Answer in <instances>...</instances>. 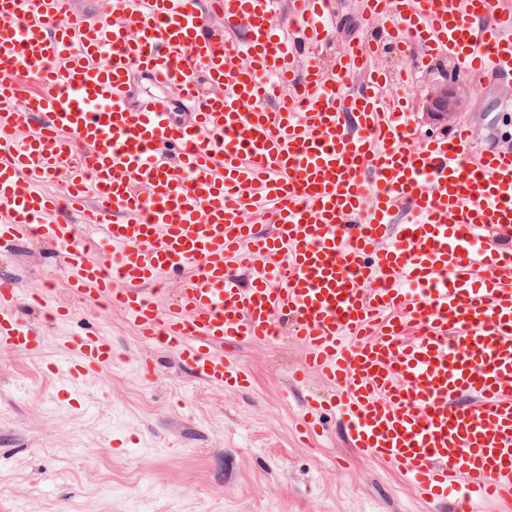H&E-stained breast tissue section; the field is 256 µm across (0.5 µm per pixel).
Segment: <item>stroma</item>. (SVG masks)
<instances>
[{"label": "stroma", "mask_w": 512, "mask_h": 512, "mask_svg": "<svg viewBox=\"0 0 512 512\" xmlns=\"http://www.w3.org/2000/svg\"><path fill=\"white\" fill-rule=\"evenodd\" d=\"M448 68L439 61L406 90L421 132L438 128L423 104ZM464 89L467 106L449 124L468 123L477 145L512 149V85L468 80ZM43 251L32 240L0 252V275L17 280L20 313L44 337L36 356L0 352V512H456L420 500L411 484L351 448L336 415H325L314 445L298 439L295 423L325 385L314 377L291 383L303 356L295 327L266 344L228 346L253 379L227 393L146 345L122 313L71 300L62 268ZM39 292L48 303H72L74 320L48 321L29 300ZM75 330L109 336L119 358L82 385L74 407L59 397L65 375L43 367L63 359L61 338ZM146 361L156 366L150 380ZM126 433L134 448L113 447Z\"/></svg>", "instance_id": "1"}]
</instances>
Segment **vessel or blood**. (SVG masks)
<instances>
[{
  "instance_id": "1",
  "label": "vessel or blood",
  "mask_w": 512,
  "mask_h": 512,
  "mask_svg": "<svg viewBox=\"0 0 512 512\" xmlns=\"http://www.w3.org/2000/svg\"><path fill=\"white\" fill-rule=\"evenodd\" d=\"M276 5L109 0L110 18L92 20L71 0H0V248L39 238L72 296L122 312L228 393L251 375L225 343L294 323L295 382L329 385L305 433L330 410L423 500L511 501L512 151L474 154L463 126L418 136L402 94L412 74L372 67L376 39L316 61L334 0H292L281 23ZM362 15L415 66L448 57L474 79L512 80L501 0H362ZM137 72L161 93L134 106ZM176 103L191 121H173ZM173 276L164 308L146 289ZM19 301L0 278V349L32 356L44 338ZM65 348L73 403L116 352L98 333Z\"/></svg>"
}]
</instances>
